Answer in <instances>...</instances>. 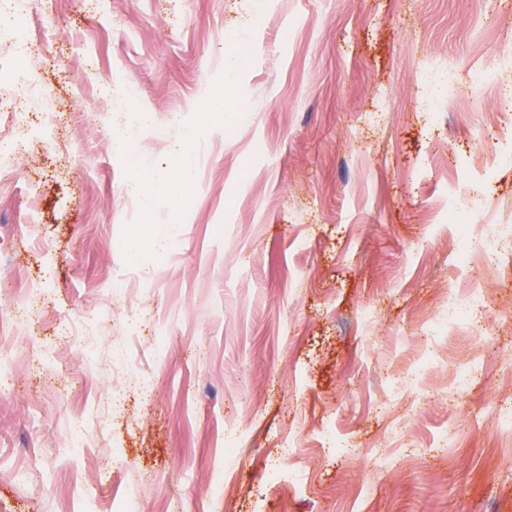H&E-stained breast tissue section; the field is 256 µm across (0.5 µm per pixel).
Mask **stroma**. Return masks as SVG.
Segmentation results:
<instances>
[{"mask_svg": "<svg viewBox=\"0 0 512 512\" xmlns=\"http://www.w3.org/2000/svg\"><path fill=\"white\" fill-rule=\"evenodd\" d=\"M25 11L51 55L32 68L62 118L34 129L0 177V310L31 285L47 291L39 324L0 334L14 373L0 396V512H112L129 493L144 512H512V444L492 416L512 402V326L433 344L421 332L448 291L468 288L448 192L484 172L475 127L506 117L488 84L428 124L416 82L431 64L464 75L512 50V0H281L285 39L254 31L246 0ZM230 28L247 54L227 89ZM214 93L236 110L233 129L209 110ZM127 106L153 122L122 156L109 124ZM175 140L195 165L185 189ZM137 174L147 187L130 202ZM484 192L512 225V166ZM175 223L158 261L153 243ZM136 269L149 278L133 335L112 284ZM484 273L490 313L512 316V257ZM76 318L94 333L61 340ZM45 348L58 374L32 369ZM427 352L434 366L410 380ZM473 358L483 372L457 392L454 371ZM325 426L344 452L323 448ZM228 427L241 438L217 496ZM276 460L300 468L302 486L271 481Z\"/></svg>", "mask_w": 512, "mask_h": 512, "instance_id": "35a3bbf8", "label": "stroma"}]
</instances>
